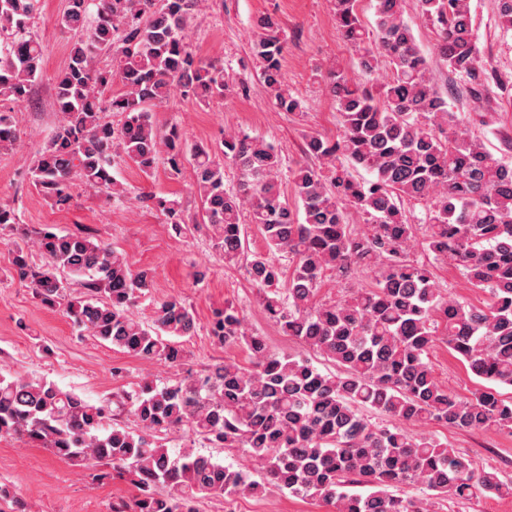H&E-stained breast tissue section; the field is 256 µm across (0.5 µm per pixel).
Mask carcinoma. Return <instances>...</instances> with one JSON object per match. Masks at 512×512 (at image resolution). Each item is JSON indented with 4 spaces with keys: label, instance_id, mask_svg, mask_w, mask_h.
Segmentation results:
<instances>
[{
    "label": "carcinoma",
    "instance_id": "carcinoma-1",
    "mask_svg": "<svg viewBox=\"0 0 512 512\" xmlns=\"http://www.w3.org/2000/svg\"><path fill=\"white\" fill-rule=\"evenodd\" d=\"M39 0H0V150L21 137L15 106L43 73L42 46L30 28ZM199 0H67L60 25L72 34L68 62L56 73L59 126L30 169L36 190L53 204L72 199L75 181L110 200L128 196L112 176L133 162L151 176L159 157L170 170L191 166L206 224L224 262H245L265 313L287 336L336 366L324 372L302 356L271 350L249 331L231 303L214 312L210 335L241 346L250 365L217 361L188 367L181 339L197 329L178 297L159 303L153 324L132 307L154 288L152 270H132L123 253L87 236L22 230L12 259L19 280L40 302L59 308L80 334L150 363L181 370L165 383L143 380L131 397L98 404L57 385L0 373V437L49 449L74 466L101 465L102 478L128 473L139 489L132 506L113 512H197L198 495L231 501L267 491L321 501L334 512H433L436 500L512 496V481L407 424L462 431L512 429V165L495 157L448 109L429 62L404 20L402 0H377L375 22L361 21L357 0H335L337 27L355 52L360 80L331 65L326 82L341 133L334 142L306 137L310 159L295 165V203L280 191L283 158L276 146L242 132L217 148L188 145L175 127L161 129L148 107L172 95L208 102L224 95V66L195 62L188 42ZM436 33L435 50L451 72L482 86L470 0H420ZM498 25L512 31V0H497ZM252 52L274 105L296 112L300 100L282 72L280 24L256 22ZM121 90L112 91L114 84ZM123 115L119 126L104 119ZM238 187H224V165ZM362 169L370 180L356 178ZM171 229L185 230L180 204L153 195ZM425 204L423 249L452 262L467 282L490 295L484 306L462 303L437 287L430 264L411 257L415 225L405 204ZM354 211L367 227L355 229ZM267 250L248 252L244 221ZM42 262L30 261L31 252ZM292 260L287 271L273 255ZM369 283L357 282L360 272ZM327 279L347 283L336 300L318 299ZM83 291L73 294V284ZM442 340L486 385L459 397L438 383L429 353ZM128 407L137 430L106 421ZM395 421L376 426L365 410ZM187 425L224 448L242 450L265 474L210 457L170 454L159 435ZM420 485L425 499L395 494Z\"/></svg>",
    "mask_w": 512,
    "mask_h": 512
}]
</instances>
